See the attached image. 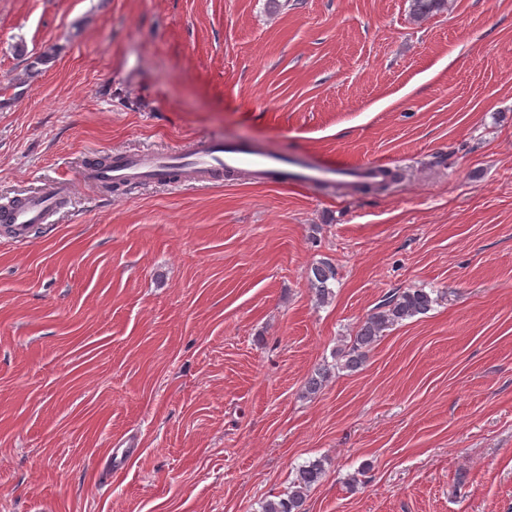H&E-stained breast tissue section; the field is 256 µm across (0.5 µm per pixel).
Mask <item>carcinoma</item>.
<instances>
[{
  "instance_id": "cac0c4a2",
  "label": "carcinoma",
  "mask_w": 512,
  "mask_h": 512,
  "mask_svg": "<svg viewBox=\"0 0 512 512\" xmlns=\"http://www.w3.org/2000/svg\"><path fill=\"white\" fill-rule=\"evenodd\" d=\"M447 6L448 0H410L411 15L417 20H425L444 11ZM334 279L336 268L330 261L320 260L312 264L309 281L318 302L324 303L332 297L333 289L329 284ZM437 301L434 291L423 288L398 289L387 295L360 322L349 342L336 350V364H323L313 371L307 381V393L318 392L335 368L350 372L358 370L387 329L428 313ZM324 474L325 465L321 460L300 467L289 490L265 500L262 512H305L307 493L322 480Z\"/></svg>"
}]
</instances>
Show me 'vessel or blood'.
Listing matches in <instances>:
<instances>
[{"instance_id": "vessel-or-blood-1", "label": "vessel or blood", "mask_w": 512, "mask_h": 512, "mask_svg": "<svg viewBox=\"0 0 512 512\" xmlns=\"http://www.w3.org/2000/svg\"><path fill=\"white\" fill-rule=\"evenodd\" d=\"M176 168L187 170L195 182L215 181L225 175L248 171L284 172L290 185L300 187H313L327 180L326 169L318 166L300 164L250 145L209 141L199 142L187 155L177 151L121 155L110 167L85 171L82 179L88 184L116 183L136 189L169 180L171 171ZM383 171V164L370 162L337 169L336 174L354 182H373ZM71 197L70 183L58 180L43 191L24 198L17 208L1 216L0 220L11 225L13 242L23 244L28 240L32 226L47 223L56 208L70 202Z\"/></svg>"}]
</instances>
